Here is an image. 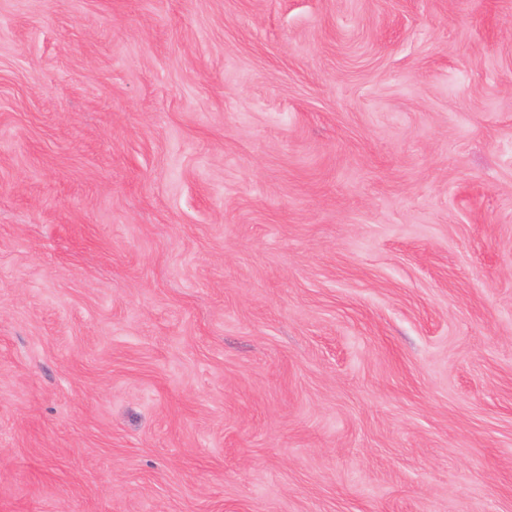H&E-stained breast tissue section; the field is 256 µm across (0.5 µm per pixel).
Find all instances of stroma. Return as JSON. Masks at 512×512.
I'll return each instance as SVG.
<instances>
[{
    "instance_id": "obj_1",
    "label": "stroma",
    "mask_w": 512,
    "mask_h": 512,
    "mask_svg": "<svg viewBox=\"0 0 512 512\" xmlns=\"http://www.w3.org/2000/svg\"><path fill=\"white\" fill-rule=\"evenodd\" d=\"M0 512H512V0H0Z\"/></svg>"
}]
</instances>
